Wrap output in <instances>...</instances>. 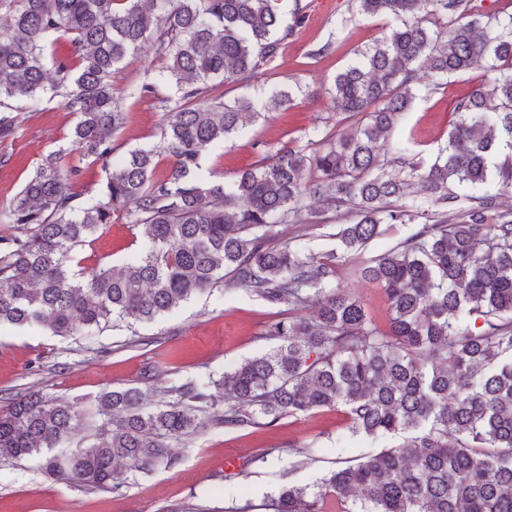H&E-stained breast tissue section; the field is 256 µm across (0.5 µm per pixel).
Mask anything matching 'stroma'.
<instances>
[{
    "label": "stroma",
    "mask_w": 512,
    "mask_h": 512,
    "mask_svg": "<svg viewBox=\"0 0 512 512\" xmlns=\"http://www.w3.org/2000/svg\"><path fill=\"white\" fill-rule=\"evenodd\" d=\"M303 24L282 45L273 62L241 83L222 88L224 102L268 98L274 90L295 91L289 108L263 113L227 142L214 145L202 160L203 173L229 182L237 173L282 148L305 144L312 130L336 137L355 128L357 118L336 112L328 90L354 49L371 44L396 26L391 17L357 13L353 0H301ZM341 40L334 54L316 58L313 50ZM165 65L151 47L129 57L113 78L114 95L127 114L112 138L113 159L134 148L159 143L165 113L178 94L160 86L157 96L138 98L133 89ZM475 69L444 80L421 78L415 97L396 125L397 138L415 136L411 161L432 163L448 138L459 98L487 82ZM77 120L64 97L43 99L38 110L21 108L16 128L0 138V203L24 186L41 159L70 150ZM302 224L279 225L275 243L301 244L309 253L338 252V233L354 223L351 209L324 211L309 201ZM408 224H385L378 237L337 261L335 280L357 296L375 324L388 329L389 312L381 287L359 271L402 242ZM144 248L124 219H116L78 248L80 269L96 264L121 267ZM279 310L240 289L217 285L183 303L154 323L119 327L97 336L62 338L44 329L0 327V408L8 397L38 391L75 404L80 417L74 440L90 444L101 424L100 395L119 387L149 386L155 403L172 401V386L219 379L224 372L273 347L264 332ZM213 408L202 407L206 427L195 437L173 443L179 463L108 490L66 483L45 473L39 460L0 464V512H272L271 501L285 486H311L326 473L361 461L384 448L402 445L405 434L371 437L353 433L343 410L229 429L212 424Z\"/></svg>",
    "instance_id": "35a3bbf8"
}]
</instances>
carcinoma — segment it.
Here are the masks:
<instances>
[{
    "label": "carcinoma",
    "mask_w": 512,
    "mask_h": 512,
    "mask_svg": "<svg viewBox=\"0 0 512 512\" xmlns=\"http://www.w3.org/2000/svg\"><path fill=\"white\" fill-rule=\"evenodd\" d=\"M356 2L360 14L401 21L355 50L333 81L336 111L366 112L368 122L310 149H283L226 183L200 172L207 149L293 98L281 89L229 105L212 94L273 61L299 9L285 27L277 0H0V107L35 110L62 90L77 114L72 149L49 154L0 204V226L13 229L0 235V326L91 336L150 323L224 282L288 307L265 331L275 347L218 380L172 387L173 402L152 409L140 388L105 392L106 419L89 446L55 452L75 427V406L16 396L0 413V464L38 457L58 480L111 489L178 464L170 442L203 427L196 403H224L213 423L227 428L341 407L356 434L411 438L312 487L282 488L276 512H512V215L501 211L512 193V14L492 25L471 17L470 0ZM52 35L67 43L51 76ZM148 43L166 66L140 95L173 83L180 102L166 112L160 144L113 163L112 136L127 113L112 75ZM478 67L493 77L456 102L435 161H409L411 141L391 133L418 71L446 79ZM162 154L172 162L165 175L156 172ZM85 158L108 167L91 207L70 189ZM308 197L355 210L340 235L347 251L383 224L437 215L361 269L384 292L387 330L335 284L338 254L272 243L274 225L301 223ZM120 215L144 251L119 269L75 272L77 247ZM313 296L315 314L294 315Z\"/></svg>",
    "instance_id": "carcinoma-1"
}]
</instances>
